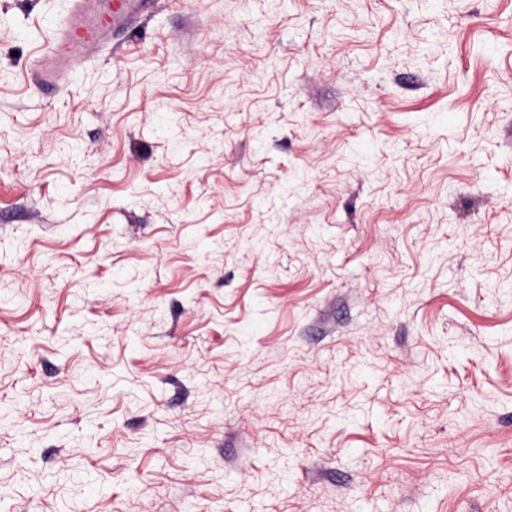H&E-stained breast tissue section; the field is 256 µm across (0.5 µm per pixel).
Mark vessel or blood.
<instances>
[{
	"instance_id": "b4317fda",
	"label": "vessel or blood",
	"mask_w": 512,
	"mask_h": 512,
	"mask_svg": "<svg viewBox=\"0 0 512 512\" xmlns=\"http://www.w3.org/2000/svg\"><path fill=\"white\" fill-rule=\"evenodd\" d=\"M154 0H123L112 13H102L97 0H72L67 22L32 66L36 85L51 90L70 88L74 75L113 35H133L139 17Z\"/></svg>"
}]
</instances>
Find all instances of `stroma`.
Wrapping results in <instances>:
<instances>
[{
	"label": "stroma",
	"mask_w": 512,
	"mask_h": 512,
	"mask_svg": "<svg viewBox=\"0 0 512 512\" xmlns=\"http://www.w3.org/2000/svg\"><path fill=\"white\" fill-rule=\"evenodd\" d=\"M0 0L6 512H512V0H158L70 91Z\"/></svg>",
	"instance_id": "obj_1"
}]
</instances>
